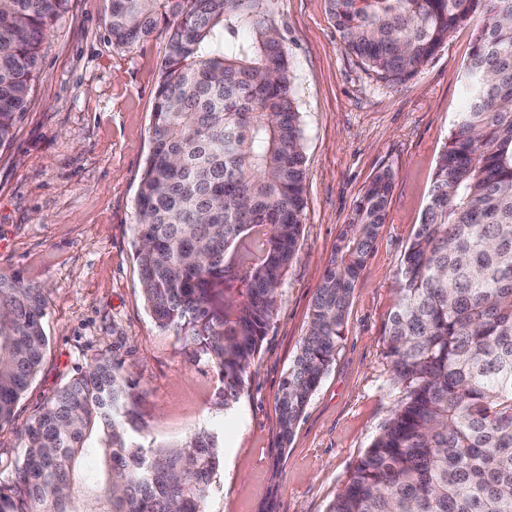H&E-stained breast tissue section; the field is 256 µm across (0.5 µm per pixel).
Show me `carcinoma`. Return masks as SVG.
I'll use <instances>...</instances> for the list:
<instances>
[{
	"label": "carcinoma",
	"mask_w": 512,
	"mask_h": 512,
	"mask_svg": "<svg viewBox=\"0 0 512 512\" xmlns=\"http://www.w3.org/2000/svg\"><path fill=\"white\" fill-rule=\"evenodd\" d=\"M343 48L375 75L419 73L457 27L477 24L466 107L441 153L422 221L395 272L384 330L400 396L328 512H512V0H328ZM272 0H111L113 44L170 32L136 199L135 262L156 326L217 369L216 409L241 397L300 239V113ZM70 0H0V146L42 44ZM393 174L357 200L277 399L287 443L328 371L349 297L385 223ZM47 290L0 273V425L37 374ZM138 383L115 355L77 369L24 431L0 512H78L73 464L105 478L83 512H204L218 431L143 436Z\"/></svg>",
	"instance_id": "cac0c4a2"
}]
</instances>
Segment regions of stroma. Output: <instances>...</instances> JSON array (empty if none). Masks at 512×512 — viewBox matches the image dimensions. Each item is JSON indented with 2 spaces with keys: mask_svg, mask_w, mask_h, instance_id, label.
I'll list each match as a JSON object with an SVG mask.
<instances>
[{
  "mask_svg": "<svg viewBox=\"0 0 512 512\" xmlns=\"http://www.w3.org/2000/svg\"><path fill=\"white\" fill-rule=\"evenodd\" d=\"M288 47L305 158L300 240L238 403L213 409L216 369L159 329L133 260L136 197L151 148L169 38L117 46L108 0H71L42 47L41 75L0 146V272L48 288L41 369L0 425V472L26 425L78 367L112 352L139 383L157 443L219 427L222 463L205 512H327L396 404L384 324L394 273L421 222L436 162L463 109L474 25L458 27L413 78L379 80L342 47L327 0H273ZM391 169L388 218L352 292L335 359L288 443L277 397L309 326L328 258L370 179Z\"/></svg>",
  "mask_w": 512,
  "mask_h": 512,
  "instance_id": "1",
  "label": "stroma"
}]
</instances>
